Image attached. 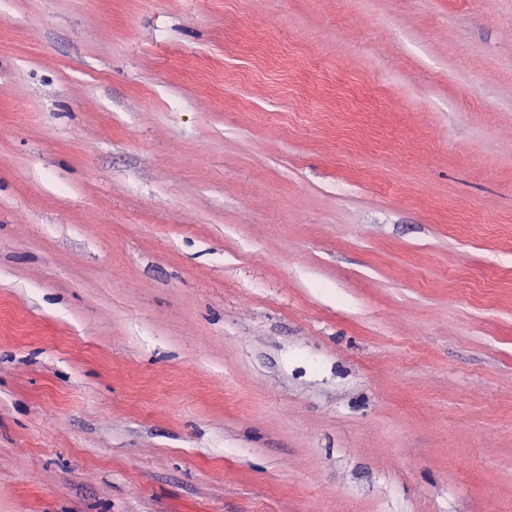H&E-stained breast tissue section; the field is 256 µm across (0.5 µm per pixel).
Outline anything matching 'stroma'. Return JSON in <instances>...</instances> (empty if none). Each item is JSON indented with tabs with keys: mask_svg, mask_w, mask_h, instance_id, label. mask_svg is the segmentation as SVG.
I'll use <instances>...</instances> for the list:
<instances>
[{
	"mask_svg": "<svg viewBox=\"0 0 512 512\" xmlns=\"http://www.w3.org/2000/svg\"><path fill=\"white\" fill-rule=\"evenodd\" d=\"M0 512H512V0H0Z\"/></svg>",
	"mask_w": 512,
	"mask_h": 512,
	"instance_id": "obj_1",
	"label": "stroma"
}]
</instances>
